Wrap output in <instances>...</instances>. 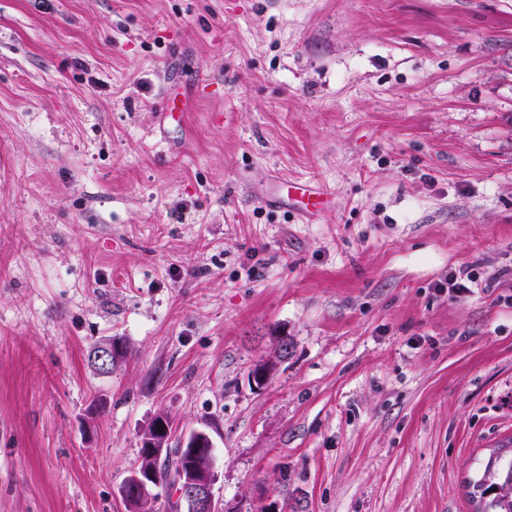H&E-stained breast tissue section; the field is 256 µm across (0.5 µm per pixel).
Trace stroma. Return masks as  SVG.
Listing matches in <instances>:
<instances>
[{"label":"stroma","mask_w":512,"mask_h":512,"mask_svg":"<svg viewBox=\"0 0 512 512\" xmlns=\"http://www.w3.org/2000/svg\"><path fill=\"white\" fill-rule=\"evenodd\" d=\"M159 415L211 435L220 512H478L512 457V0H0V512H132Z\"/></svg>","instance_id":"35a3bbf8"}]
</instances>
